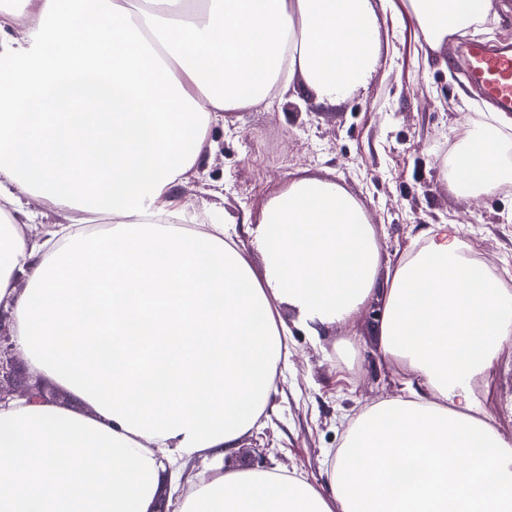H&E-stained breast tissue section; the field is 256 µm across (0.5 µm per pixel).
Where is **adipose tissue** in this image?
Returning <instances> with one entry per match:
<instances>
[{"mask_svg":"<svg viewBox=\"0 0 512 512\" xmlns=\"http://www.w3.org/2000/svg\"><path fill=\"white\" fill-rule=\"evenodd\" d=\"M0 10V312L29 365L93 409L0 401V512H151L162 472L237 448L276 388L295 310L319 338L372 295L384 355L414 376L353 418L315 486L227 469L177 512H512V439L471 381L512 339V289L454 225L386 280L339 185L295 181L248 235L194 228L179 189L225 113L287 93L321 104L380 54L376 0H19ZM439 64L490 0H404ZM27 20L22 37L7 34ZM453 192L512 183V116L488 113L444 161ZM42 199L92 216L29 235Z\"/></svg>","mask_w":512,"mask_h":512,"instance_id":"1","label":"adipose tissue"}]
</instances>
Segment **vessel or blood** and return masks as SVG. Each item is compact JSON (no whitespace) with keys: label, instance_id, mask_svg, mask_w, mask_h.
Listing matches in <instances>:
<instances>
[{"label":"vessel or blood","instance_id":"vessel-or-blood-1","mask_svg":"<svg viewBox=\"0 0 512 512\" xmlns=\"http://www.w3.org/2000/svg\"><path fill=\"white\" fill-rule=\"evenodd\" d=\"M463 55L469 80L499 110L512 111V49L473 43L465 47Z\"/></svg>","mask_w":512,"mask_h":512}]
</instances>
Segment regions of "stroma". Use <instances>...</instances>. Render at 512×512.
Masks as SVG:
<instances>
[{
    "label": "stroma",
    "mask_w": 512,
    "mask_h": 512,
    "mask_svg": "<svg viewBox=\"0 0 512 512\" xmlns=\"http://www.w3.org/2000/svg\"><path fill=\"white\" fill-rule=\"evenodd\" d=\"M379 16L382 53L365 87L322 105L297 80L272 105L225 113L211 132L213 154L181 196L198 214L246 215L255 224L293 181L319 177L343 186L365 211L380 250L379 278L417 249L422 226L453 224L468 253L490 256L493 274L512 289V186L466 198L442 173L444 153L491 109L456 66L457 55L471 42L512 47V0H491L485 24L449 39L445 69L426 61L422 34L405 8L385 0ZM382 313L370 296L352 320L315 340L293 310H284L288 358L260 425L230 455L190 459L177 486L162 489L166 512H176L192 483L226 468L279 469L323 482L327 455L344 437L343 418L399 395L411 377L379 347L374 330ZM35 383L87 411L18 355L0 377V392L19 395ZM472 388L512 438V341Z\"/></svg>",
    "instance_id": "1"
}]
</instances>
